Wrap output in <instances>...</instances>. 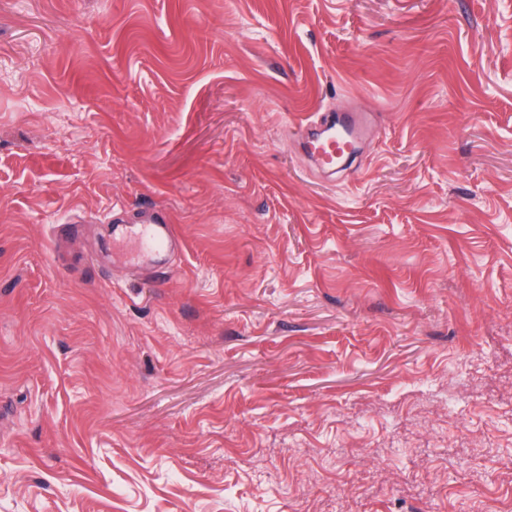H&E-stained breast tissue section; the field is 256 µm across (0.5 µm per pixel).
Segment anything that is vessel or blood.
I'll list each match as a JSON object with an SVG mask.
<instances>
[{"label":"vessel or blood","mask_w":512,"mask_h":512,"mask_svg":"<svg viewBox=\"0 0 512 512\" xmlns=\"http://www.w3.org/2000/svg\"><path fill=\"white\" fill-rule=\"evenodd\" d=\"M372 129V118L365 112H333L318 127L307 123L299 127L306 136L308 154L319 165L327 167L335 166L337 157L353 153ZM133 241L147 252L164 251L181 244L174 224L163 214L142 221Z\"/></svg>","instance_id":"obj_1"}]
</instances>
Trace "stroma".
<instances>
[{
	"label": "stroma",
	"instance_id": "stroma-1",
	"mask_svg": "<svg viewBox=\"0 0 512 512\" xmlns=\"http://www.w3.org/2000/svg\"><path fill=\"white\" fill-rule=\"evenodd\" d=\"M0 512H512V0H0ZM314 130L309 122L299 126L306 135L308 154L320 166L334 167L336 158L353 153L354 148L373 129L371 116L366 112H332ZM136 224L141 225L133 237V242L142 251H164L171 247L181 246L175 225L170 223L166 214H156Z\"/></svg>",
	"mask_w": 512,
	"mask_h": 512
}]
</instances>
